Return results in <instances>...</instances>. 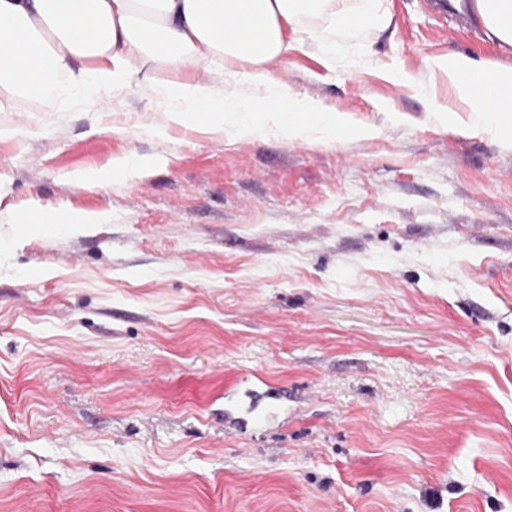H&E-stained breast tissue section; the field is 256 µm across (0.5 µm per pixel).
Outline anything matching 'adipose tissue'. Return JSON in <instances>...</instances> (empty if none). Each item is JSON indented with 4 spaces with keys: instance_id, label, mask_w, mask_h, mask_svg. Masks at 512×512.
Segmentation results:
<instances>
[{
    "instance_id": "adipose-tissue-1",
    "label": "adipose tissue",
    "mask_w": 512,
    "mask_h": 512,
    "mask_svg": "<svg viewBox=\"0 0 512 512\" xmlns=\"http://www.w3.org/2000/svg\"><path fill=\"white\" fill-rule=\"evenodd\" d=\"M328 0H0V112L21 104L55 111L120 95L137 85L160 99L167 123L208 134L232 128L241 138L267 125L289 137L310 130L332 138L345 123L316 105L278 90L270 70L288 50L287 27L323 11ZM483 27L512 47V0H475ZM380 0H358L332 14L320 36L328 64L335 35L383 23ZM251 71L230 69L233 61ZM466 111L475 110L476 76L492 73L497 90L512 94V67L486 68L463 55L430 60ZM198 75L179 79L186 67ZM251 93H241V85Z\"/></svg>"
}]
</instances>
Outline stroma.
<instances>
[{
  "label": "stroma",
  "instance_id": "obj_1",
  "mask_svg": "<svg viewBox=\"0 0 512 512\" xmlns=\"http://www.w3.org/2000/svg\"><path fill=\"white\" fill-rule=\"evenodd\" d=\"M382 8L336 66L324 12L271 66L335 139L158 135L138 86L0 112V512H512V147L428 66L512 53ZM257 375L286 404L226 422ZM30 213H34L33 217H29ZM19 219L22 223L31 224L30 228L32 230L38 231L40 233H49L56 230L57 222L56 217L53 213L49 211H24L19 215Z\"/></svg>",
  "mask_w": 512,
  "mask_h": 512
}]
</instances>
